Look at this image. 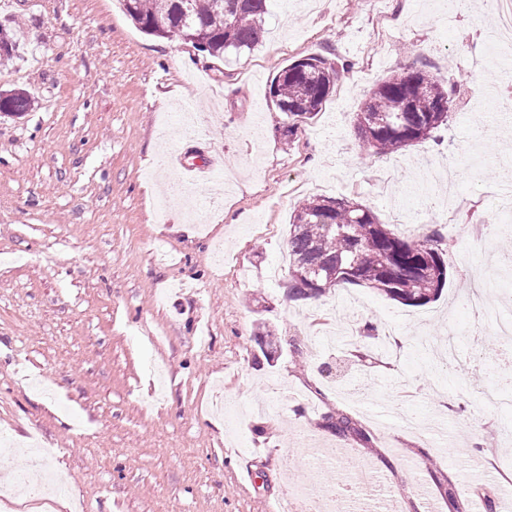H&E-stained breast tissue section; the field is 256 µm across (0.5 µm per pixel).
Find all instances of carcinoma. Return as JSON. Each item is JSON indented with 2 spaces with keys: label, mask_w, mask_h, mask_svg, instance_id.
<instances>
[{
  "label": "carcinoma",
  "mask_w": 512,
  "mask_h": 512,
  "mask_svg": "<svg viewBox=\"0 0 512 512\" xmlns=\"http://www.w3.org/2000/svg\"><path fill=\"white\" fill-rule=\"evenodd\" d=\"M124 10L145 34L178 38L199 52L224 57L229 48L252 50L262 42L269 0H122ZM21 29L0 24V62L16 57ZM313 65L291 62L273 78L269 94L276 109L304 118L322 110L340 77L338 63L312 54ZM448 89L423 70L389 77L370 92L355 129L375 155L395 153L429 138L448 121ZM32 101L21 92H0V112L21 114ZM434 229L405 240L377 221L373 212L349 200L314 197L299 205L288 237L289 294L316 298L345 283L365 286L406 306H424L438 297L447 279ZM338 434L355 430L341 413L324 416Z\"/></svg>",
  "instance_id": "cac0c4a2"
}]
</instances>
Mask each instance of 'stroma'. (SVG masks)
Returning <instances> with one entry per match:
<instances>
[{"mask_svg":"<svg viewBox=\"0 0 512 512\" xmlns=\"http://www.w3.org/2000/svg\"><path fill=\"white\" fill-rule=\"evenodd\" d=\"M448 0H270L251 51L218 60L140 32L122 0H0L24 27L0 92L32 108L0 114V480L34 447L66 482L22 512H278L317 469L299 434L385 473L404 512H497L512 486V407L497 380L493 325L456 307L462 291L512 309V280L487 287L503 203L488 92V0L436 26ZM310 54L348 63L321 112L290 119L273 76ZM422 69L461 93L436 136L370 155L354 129L371 89ZM209 160V176L177 156ZM316 196L371 208L409 240L430 229L448 269L440 297L412 307L343 284L317 303L288 297V234ZM372 322V339L345 337ZM285 344L266 360L255 340ZM307 355L296 360L286 341ZM362 349L361 362L348 359ZM343 413L355 432L323 424ZM455 435L437 454L432 433Z\"/></svg>","mask_w":512,"mask_h":512,"instance_id":"1","label":"stroma"}]
</instances>
